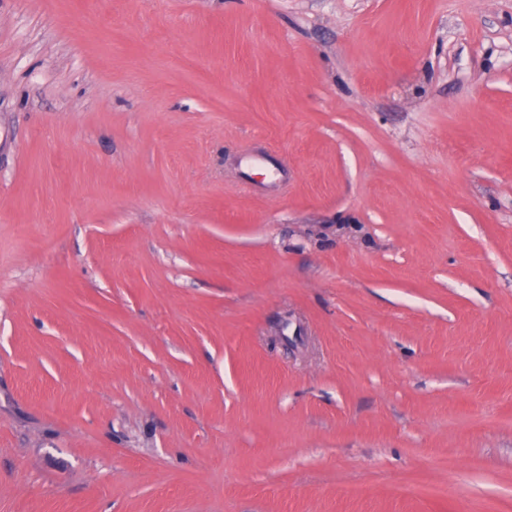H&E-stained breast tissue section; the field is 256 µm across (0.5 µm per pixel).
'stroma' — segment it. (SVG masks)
<instances>
[{"mask_svg":"<svg viewBox=\"0 0 512 512\" xmlns=\"http://www.w3.org/2000/svg\"><path fill=\"white\" fill-rule=\"evenodd\" d=\"M0 512H512V0H0Z\"/></svg>","mask_w":512,"mask_h":512,"instance_id":"obj_1","label":"stroma"}]
</instances>
